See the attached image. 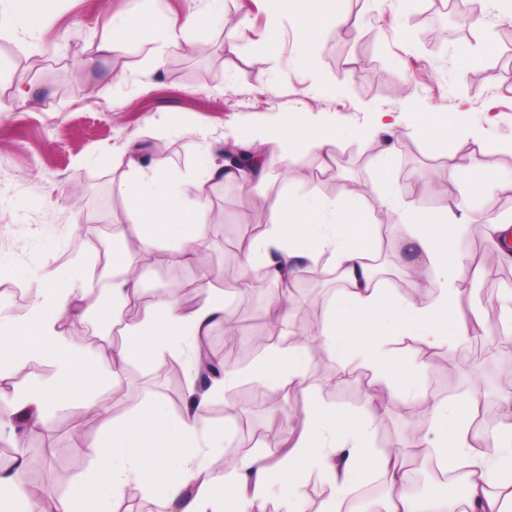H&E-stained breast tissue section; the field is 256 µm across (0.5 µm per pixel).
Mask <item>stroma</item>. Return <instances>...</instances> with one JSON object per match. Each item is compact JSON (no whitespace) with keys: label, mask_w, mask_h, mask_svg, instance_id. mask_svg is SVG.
<instances>
[{"label":"stroma","mask_w":512,"mask_h":512,"mask_svg":"<svg viewBox=\"0 0 512 512\" xmlns=\"http://www.w3.org/2000/svg\"><path fill=\"white\" fill-rule=\"evenodd\" d=\"M260 13L239 16L228 24L219 14L203 27L199 40L211 46L198 58L182 46H158L143 39L136 50L113 55L87 68L85 59L106 33L112 15L125 11L129 0H65L59 13L37 34L36 53L41 63H28L33 92L26 106L0 112V267L10 269L6 289L0 290V316L18 317L25 308L18 297H31L38 279L62 267H84L95 280L101 251L112 246L113 228L130 225L127 202L116 183L128 170L129 158L149 168L155 160L187 173L199 150L223 152L239 132L254 133L279 124L297 113L339 127H370L374 113L415 112L414 135L397 134L386 174L401 188L403 204L430 216L441 212L444 200L466 203L475 211L512 217V191L476 189L469 181L454 182L444 170L450 158L465 156L478 170L512 175V156L496 149L479 150L462 138L435 140V120H453L467 109L474 124L491 139L512 134V67L502 63L507 47L498 20L472 28L470 36L445 41L431 48L425 40V12L432 0H417L403 13L399 0H341L349 18L346 34L319 44L312 64L298 60L299 38L295 19L276 12L273 0H255ZM276 27L280 39L274 49L263 46L260 35ZM237 53H228V45ZM472 49L476 63L458 71V52ZM153 69L144 80L145 69ZM378 147L361 140H342L329 175H320L323 160L316 151H281L269 173L270 193H296L309 186L318 195L333 198L347 192L349 183L374 184L377 174L370 159ZM267 220L259 196L232 183L210 192L209 227L190 259H179L181 241L174 236L144 246L135 234L123 242L139 266L138 299L150 306L176 283L189 289V302L206 292L224 297V314L236 317L238 345H245L264 327L267 300L274 287L263 280L224 281L226 263L243 265L251 225ZM459 248L468 258L464 270L467 292L462 309H499L512 300V262L497 256L488 225L471 224ZM326 278H300L292 289L293 304L279 320L282 339L296 342L297 314L313 310L323 317L340 293L331 261H324ZM512 326L492 318L482 344L483 360L468 367L455 365L461 393L448 392L446 364L451 354L471 350L462 344L423 349L406 338L397 348L403 359L423 356L427 367L420 388L424 407L455 399L476 397L495 411L496 421L512 416L503 401L501 380L512 374V345L505 338ZM181 368L171 381L163 371L168 360ZM251 364L234 363L233 390L215 395L205 413L211 424L224 426L231 447H200L197 453L210 468L223 471L242 456L244 448L270 455L269 445L256 440L257 432L277 428L266 403L265 387L250 376ZM336 366L330 360H308L305 393L295 402L312 398L330 409L361 411L367 401L366 372L359 361L349 362L336 386H329ZM211 375L189 368L181 350H167L149 362L129 364L118 384L98 387L93 400L108 417L121 419L161 401L173 414L184 413L191 391H204ZM377 400L381 411L372 433L379 449H397L410 456L403 444L406 403L389 392ZM93 441L101 431L100 419L88 416L84 401L61 403L49 413L48 426L28 432L0 428V468L11 469L24 459V482L30 489L46 488L50 495L67 492L89 468L90 459L72 446L74 431Z\"/></svg>","instance_id":"35a3bbf8"}]
</instances>
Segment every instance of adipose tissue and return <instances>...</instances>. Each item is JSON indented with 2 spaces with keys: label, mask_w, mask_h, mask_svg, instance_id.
Instances as JSON below:
<instances>
[{
  "label": "adipose tissue",
  "mask_w": 512,
  "mask_h": 512,
  "mask_svg": "<svg viewBox=\"0 0 512 512\" xmlns=\"http://www.w3.org/2000/svg\"><path fill=\"white\" fill-rule=\"evenodd\" d=\"M333 2L277 0L280 11L298 23L303 61L313 60L322 33L338 32L346 24V14L334 10ZM57 3L0 0V35L15 38L19 50H28L31 33L55 13ZM222 7L223 0H199L191 25L165 11H154L151 35L162 45L178 41L193 45L202 25ZM142 15L141 0H134L130 10L113 16L96 54L123 53L138 44ZM397 123L392 113L378 112L370 130L339 131L296 116L255 136L247 167L232 169L224 159L206 154L186 175L159 160L150 172L134 169L123 176L117 190L129 205L131 228L112 235V257L100 273L103 286L98 299H87L82 271L62 269L36 288L23 316L0 320V380L20 363L47 359L54 366L52 375L43 380L10 392L0 390V424L19 421L32 429L44 426L57 402L89 397L98 385L118 378L124 365L152 360L166 348L188 347L193 370H200V338L224 311L223 296L214 293L192 307L170 300L145 308L137 321L125 323L121 346L111 362L99 369L85 365L82 347L62 336L57 326L72 310L92 320L120 319L137 292L136 283L126 275L130 258L121 248L127 232H134L146 246L164 235L177 236L183 242L182 255H189L194 243L205 236L208 190L225 182L263 199L267 227L249 243L245 258L248 269L281 284L270 307H287V284L301 271L299 259L330 255L345 288L327 308L318 329L326 355L339 365L350 357H361L374 383L403 400L419 398L418 367L397 364L394 343L412 338L430 347H451L482 330L488 314L467 313L459 306L466 265L465 255L457 249L462 225L450 223L444 215L435 220L414 215L402 205L399 185L383 175ZM340 137H366L378 143L372 159L381 172L375 193L381 206L408 226L401 249L411 267L437 276L439 291L433 302L421 304L392 295L377 281L370 262L376 249L374 226L356 195L325 199L310 189L291 196L268 194L269 170L281 147L293 152L314 149L330 159ZM306 360L303 344L274 349L255 366L252 376L273 390H298ZM209 402V394H200L179 416L156 402L127 418L107 420L94 442L74 436L75 447L86 449L91 465L67 493L57 496L53 512H112L113 500L132 481L155 495L165 512H261L276 487L287 490L289 503H296L306 472L314 469L336 486L333 512H340L357 483L376 472L384 473L393 489L386 512H421L405 490L408 472L398 454L376 450L371 444L370 432L379 412L375 401H368L361 414L353 415L306 400L301 421L288 430V450L281 458L272 462L249 454L221 476L194 452L202 443L210 448L224 445L223 428L201 425ZM475 407L472 399L434 404L433 436L424 442L425 454L447 468L465 466L462 512H512V420L504 421L492 434L477 433L472 428Z\"/></svg>",
  "instance_id": "adipose-tissue-1"
}]
</instances>
